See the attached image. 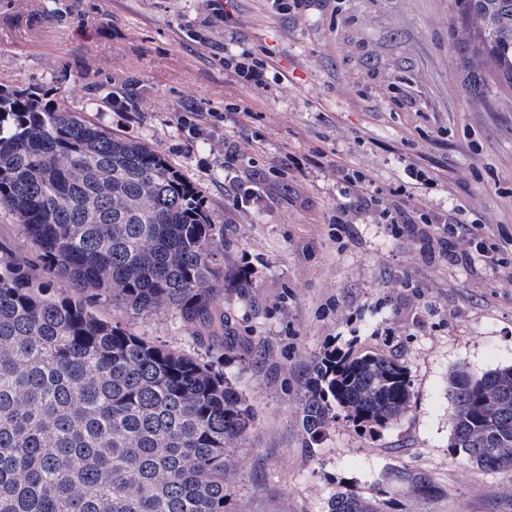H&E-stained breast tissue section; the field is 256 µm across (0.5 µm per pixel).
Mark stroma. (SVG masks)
Listing matches in <instances>:
<instances>
[{
  "instance_id": "stroma-1",
  "label": "stroma",
  "mask_w": 512,
  "mask_h": 512,
  "mask_svg": "<svg viewBox=\"0 0 512 512\" xmlns=\"http://www.w3.org/2000/svg\"><path fill=\"white\" fill-rule=\"evenodd\" d=\"M450 0H327L279 12L270 0H0V88L65 100L105 130L147 143L204 200L227 271L245 288L212 304L240 342L197 345L177 314L98 316L232 377L253 428L224 476L232 512H327L342 492L392 512H512V468L448 449V376L512 363V269L440 255L422 224L457 204L464 222L512 237V90L478 96L454 51ZM258 53L264 86L224 67V46ZM119 97L123 109L112 107ZM404 107H397V100ZM202 112L190 135L180 118ZM262 177L261 208L224 191V153ZM414 155L437 180L412 188ZM360 171L390 209L418 203L401 234L363 218L335 226L339 170ZM338 349L405 366L411 407L369 437L344 420L301 425L313 367Z\"/></svg>"
}]
</instances>
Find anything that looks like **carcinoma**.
Listing matches in <instances>:
<instances>
[{"instance_id":"carcinoma-1","label":"carcinoma","mask_w":512,"mask_h":512,"mask_svg":"<svg viewBox=\"0 0 512 512\" xmlns=\"http://www.w3.org/2000/svg\"><path fill=\"white\" fill-rule=\"evenodd\" d=\"M456 50L478 95L512 88V0H452ZM0 208L35 246L32 268L0 248V512H229L224 475L251 410L213 365L98 318L103 297L137 315L176 311L199 344L235 350L212 312L227 280L222 230L199 191L148 144L107 132L66 103L0 89ZM75 288L61 297L51 282ZM301 424L341 417L374 433L409 409L405 367L328 353ZM448 448L512 468V365L448 377ZM336 494L328 512H386Z\"/></svg>"}]
</instances>
